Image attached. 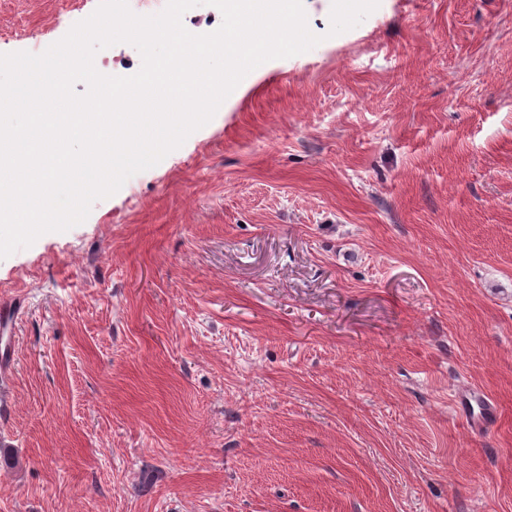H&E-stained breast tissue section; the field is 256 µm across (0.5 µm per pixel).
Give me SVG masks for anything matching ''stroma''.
<instances>
[{"label":"stroma","instance_id":"1","mask_svg":"<svg viewBox=\"0 0 512 512\" xmlns=\"http://www.w3.org/2000/svg\"><path fill=\"white\" fill-rule=\"evenodd\" d=\"M97 5L0 0V53ZM303 7L321 43L0 259V512H512V0Z\"/></svg>","mask_w":512,"mask_h":512}]
</instances>
